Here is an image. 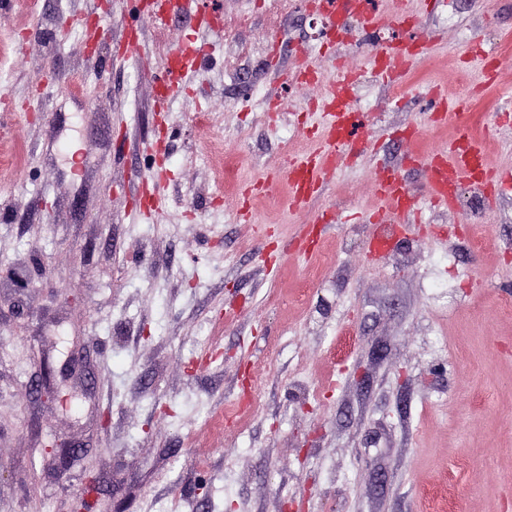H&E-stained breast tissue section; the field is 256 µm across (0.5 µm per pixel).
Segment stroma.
Listing matches in <instances>:
<instances>
[{"mask_svg":"<svg viewBox=\"0 0 512 512\" xmlns=\"http://www.w3.org/2000/svg\"><path fill=\"white\" fill-rule=\"evenodd\" d=\"M380 3L383 44L427 47L388 82L360 19L328 45L307 0L161 24L134 0L0 6V512H71L92 472L115 512H512V193L473 224L419 163L455 135L423 118L440 94L512 167V0H414L406 24ZM219 19L231 35L200 26ZM188 38L207 58L157 113ZM301 56L354 68L365 135L302 211L281 181L242 223L243 189L319 137ZM384 164L423 227L367 222Z\"/></svg>","mask_w":512,"mask_h":512,"instance_id":"1","label":"stroma"}]
</instances>
